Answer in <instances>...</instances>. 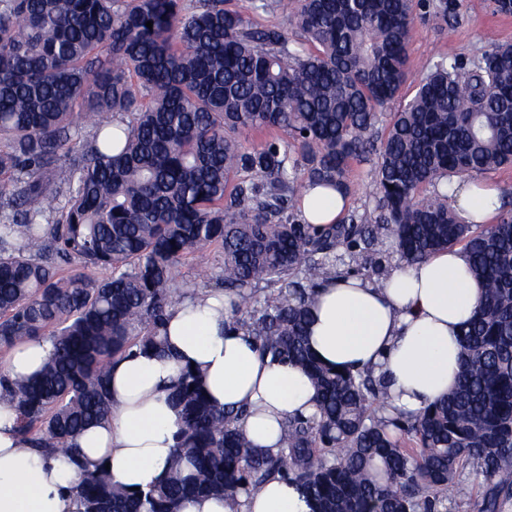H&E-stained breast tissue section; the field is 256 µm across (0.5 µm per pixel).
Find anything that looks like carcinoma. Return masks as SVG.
<instances>
[{"instance_id": "carcinoma-1", "label": "carcinoma", "mask_w": 512, "mask_h": 512, "mask_svg": "<svg viewBox=\"0 0 512 512\" xmlns=\"http://www.w3.org/2000/svg\"><path fill=\"white\" fill-rule=\"evenodd\" d=\"M276 2L291 5L287 28L255 26L224 0H0V348L52 343L38 375L0 373V403L31 448L77 456V436L112 416L110 364L135 348L166 353L168 311L197 290L178 266L214 247L223 264L206 287L231 298V324L262 356L306 369L319 416L289 420L277 451L257 450L233 427L245 411L215 407L184 367L166 480L128 490L78 462L83 512H179L277 476L310 512H435L448 486L480 477L476 512H503L512 204L493 224H465L441 185L512 164V44L490 34L476 57L426 64L376 138L407 81L414 0ZM423 7L446 19L458 4ZM262 129L291 142L247 145ZM372 154V215L301 222L297 170L348 193L350 163ZM387 242L407 264L458 246L481 284L456 388L411 416L385 414L373 371L335 372L307 343L319 283L380 277Z\"/></svg>"}]
</instances>
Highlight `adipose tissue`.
Instances as JSON below:
<instances>
[{
  "label": "adipose tissue",
  "mask_w": 512,
  "mask_h": 512,
  "mask_svg": "<svg viewBox=\"0 0 512 512\" xmlns=\"http://www.w3.org/2000/svg\"><path fill=\"white\" fill-rule=\"evenodd\" d=\"M461 220L488 223L500 205L497 186L462 177L449 187ZM347 197L326 186L306 187L298 199L304 223L335 224ZM479 285L464 253L453 248L414 265L391 269L382 283L359 276L333 277L315 292L308 329L312 353L341 371H375L396 407L416 413L455 387L462 364L461 329L477 306ZM222 291L200 289L181 298L167 321V353L134 352L114 362L112 417L90 425L78 439L89 465L110 464L121 485L144 488L165 479L181 416L169 400L181 366L194 364L210 401L246 410L241 427L257 447L276 449L284 423L314 412L315 390L305 371L261 356L244 327L230 326ZM49 342L27 340L12 348L0 372L35 375ZM75 473L64 456L45 458L27 449L14 414L0 410V512H82ZM180 512H309L284 478L266 483L242 504L212 496L184 502Z\"/></svg>",
  "instance_id": "ef3b65f1"
}]
</instances>
